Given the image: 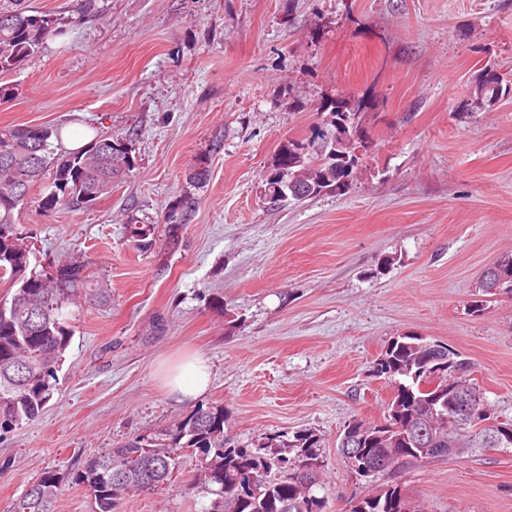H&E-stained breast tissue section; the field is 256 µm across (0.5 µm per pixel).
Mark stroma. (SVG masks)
Wrapping results in <instances>:
<instances>
[{"label":"stroma","mask_w":512,"mask_h":512,"mask_svg":"<svg viewBox=\"0 0 512 512\" xmlns=\"http://www.w3.org/2000/svg\"><path fill=\"white\" fill-rule=\"evenodd\" d=\"M66 23L0 75V127L45 125L88 143L106 131L134 168L90 207L17 229L42 262L77 258L112 288L71 307L74 331L42 414L0 435V512L43 472L56 512H94L73 476L91 456L223 406L235 446L315 435L325 512L397 486L423 512H512V448L425 460L369 477L337 443L380 422L393 387L373 371L395 338L455 350L499 420H512V295L470 311L483 270L512 251V95L461 106L483 67L512 82V0H0ZM344 101L371 149L341 195L271 211L263 176L283 144L316 141ZM222 139L223 148L211 152ZM208 161L199 206L170 251L125 237L158 224ZM201 355L205 394L172 395L165 365ZM182 451L163 489L117 512H209ZM131 219L125 226L127 240L140 251H148L155 244L156 224H138Z\"/></svg>","instance_id":"obj_1"}]
</instances>
